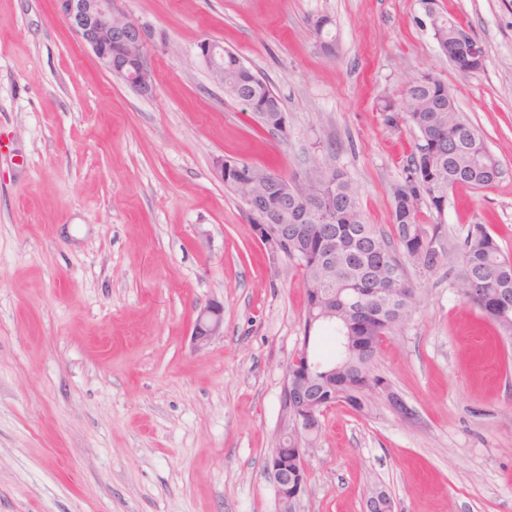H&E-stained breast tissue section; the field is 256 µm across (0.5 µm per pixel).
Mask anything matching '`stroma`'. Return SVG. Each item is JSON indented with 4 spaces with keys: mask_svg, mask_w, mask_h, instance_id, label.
I'll return each instance as SVG.
<instances>
[{
    "mask_svg": "<svg viewBox=\"0 0 512 512\" xmlns=\"http://www.w3.org/2000/svg\"><path fill=\"white\" fill-rule=\"evenodd\" d=\"M163 35L152 96L97 62L51 0H0V512H277L264 475L281 433L307 283L254 237L219 158L303 176L332 159L368 223L393 234L391 187L414 133L388 127L383 91L425 72L505 171L459 186L442 212L449 255L486 225L512 257V0H118ZM486 52L463 76L429 11ZM329 16L336 54L312 32ZM211 39L278 94L286 137L256 139L196 54ZM419 308L379 373L414 409L336 404L308 457L300 512H512V355L482 356L491 327L459 295L456 263L404 260ZM224 304V333L192 324ZM430 20L433 37L442 53L448 58V62L451 63L456 54L458 37L469 33L454 17L447 13H438L437 17ZM224 333V304L210 302L200 309L191 330V341L196 349L208 346Z\"/></svg>",
    "mask_w": 512,
    "mask_h": 512,
    "instance_id": "35a3bbf8",
    "label": "stroma"
}]
</instances>
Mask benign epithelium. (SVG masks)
I'll use <instances>...</instances> for the list:
<instances>
[{"instance_id": "7a95c632", "label": "benign epithelium", "mask_w": 512, "mask_h": 512, "mask_svg": "<svg viewBox=\"0 0 512 512\" xmlns=\"http://www.w3.org/2000/svg\"><path fill=\"white\" fill-rule=\"evenodd\" d=\"M54 10L81 42L94 53L100 65L110 74L131 85L148 97L154 90V75L148 62L149 48L155 44V33L146 24L128 16L117 6V0H54ZM220 49L207 44L208 70L214 82L222 83L223 71L217 61ZM455 69L471 74L484 66L485 51L475 38H469L459 52ZM274 217L266 214L252 226L254 236L271 257L283 256L281 241L272 229ZM224 335V304L211 302L200 309L191 330L195 348L203 349L217 336ZM282 394L283 425L276 446L268 457L267 478L278 485L279 461L289 453L304 457L305 443L297 435L315 431L321 424V403L307 386L285 377Z\"/></svg>"}]
</instances>
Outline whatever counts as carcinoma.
Segmentation results:
<instances>
[{
	"mask_svg": "<svg viewBox=\"0 0 512 512\" xmlns=\"http://www.w3.org/2000/svg\"><path fill=\"white\" fill-rule=\"evenodd\" d=\"M327 16L315 19L313 34L328 56L335 55L336 35ZM442 53L453 59L458 37L467 34L452 16L440 13L430 22ZM224 95L253 112L262 130L286 135L287 124L279 96L240 58L224 51ZM453 98L448 85L425 72L406 88L401 98L385 96L379 110L385 124L405 126L417 134L404 177L391 188L395 235H384L366 221L356 188L346 173L331 163L319 176L281 201L278 186H297L302 178H287L264 167L224 160V185L238 198L247 197L265 209H282L278 223L288 225L282 249L303 270L307 281L302 318V347L312 362L314 349L329 341L334 355L316 369L301 363L300 378L321 394L323 408L343 403L361 414L371 412L368 398L383 381L377 372L381 344L387 336L403 333L418 308L417 288L406 278L400 255L427 272L449 262L440 224L421 223L422 208L438 213L450 190L466 185L491 186L503 177L500 163L488 152L483 138L460 113L448 112ZM336 264V320L318 319L313 290L321 287L320 268ZM458 278L465 303L489 322L498 340L512 346V258L503 253L495 236L483 224H471L457 257ZM295 456L282 459L283 480L302 478Z\"/></svg>",
	"mask_w": 512,
	"mask_h": 512,
	"instance_id": "1",
	"label": "carcinoma"
}]
</instances>
